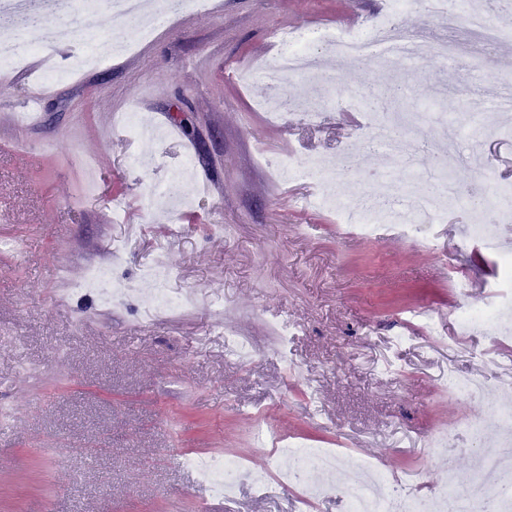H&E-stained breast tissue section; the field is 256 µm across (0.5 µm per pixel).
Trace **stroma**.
I'll return each mask as SVG.
<instances>
[{
	"mask_svg": "<svg viewBox=\"0 0 512 512\" xmlns=\"http://www.w3.org/2000/svg\"><path fill=\"white\" fill-rule=\"evenodd\" d=\"M385 5L191 0L132 52L48 88L38 81L46 68L71 69L115 28L79 29L83 3L74 0L61 18L75 30L67 49L49 28L27 32L37 53L0 73V336L10 339L0 344V512H300L298 492L269 497L250 480L273 464L292 467L279 446L295 437L345 451L340 486L364 462L443 485L423 436L448 425L456 467L470 469L463 422L483 410L443 396L441 380L452 370L494 386L512 345L493 335L452 345L456 311L490 296L460 298L449 269L481 284L502 273L483 251L459 250L453 227L466 214L449 212L429 245L392 230L343 233L333 214L307 206L315 187L273 178L260 160H332L362 139L363 125L344 118L349 93L378 72L372 56L341 68L318 99L317 125L291 108L269 121L259 101L313 97L309 76L273 74L276 33L341 36L373 24ZM399 22L426 43L465 36L462 16L434 15L427 0H412ZM497 60L478 50L446 68L395 66L390 78L403 91L393 109L419 112L434 98L456 127L489 121L461 106L494 92ZM179 110L178 140L118 127L129 112L167 124ZM135 153L156 166L132 167ZM187 156L212 191L172 216L155 187ZM385 165L392 192L406 190L399 159L372 151L343 173L344 190L374 194ZM117 249L114 280L128 293L104 307L76 285ZM158 257L170 288L197 290L204 304L152 309L155 285L142 270ZM420 305L437 314L433 333L402 323ZM277 323L291 328L281 356L268 334ZM228 336L251 338L259 356L226 355ZM260 422L272 432L262 444ZM213 451L250 472L233 499L212 496L188 463Z\"/></svg>",
	"mask_w": 512,
	"mask_h": 512,
	"instance_id": "obj_1",
	"label": "stroma"
}]
</instances>
